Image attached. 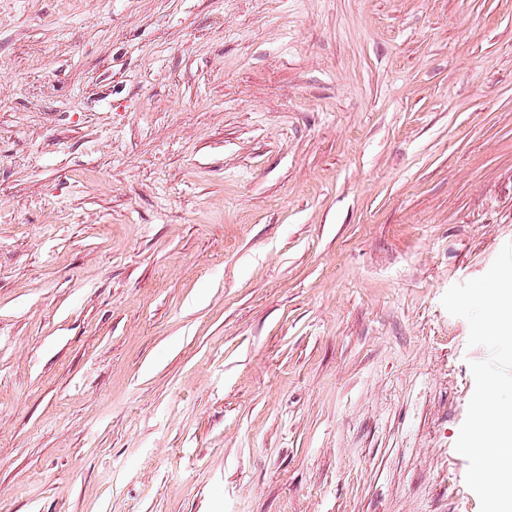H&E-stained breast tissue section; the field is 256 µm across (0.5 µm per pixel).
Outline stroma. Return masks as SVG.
Segmentation results:
<instances>
[{"mask_svg":"<svg viewBox=\"0 0 512 512\" xmlns=\"http://www.w3.org/2000/svg\"><path fill=\"white\" fill-rule=\"evenodd\" d=\"M509 242L512 0H0V512H480Z\"/></svg>","mask_w":512,"mask_h":512,"instance_id":"stroma-1","label":"stroma"}]
</instances>
